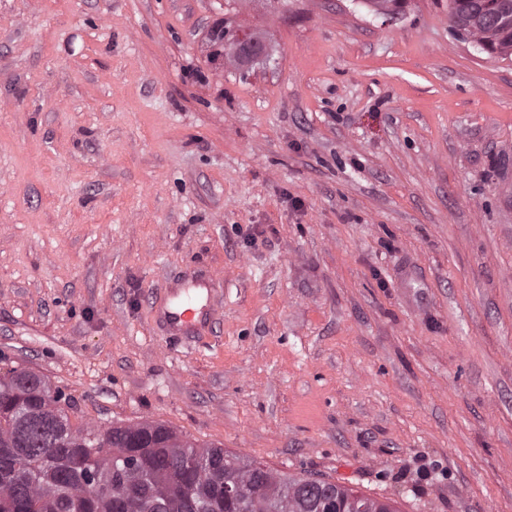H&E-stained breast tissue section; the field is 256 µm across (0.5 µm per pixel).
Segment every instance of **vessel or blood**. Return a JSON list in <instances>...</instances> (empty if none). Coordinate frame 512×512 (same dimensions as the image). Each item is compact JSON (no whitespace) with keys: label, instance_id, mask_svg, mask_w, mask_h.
I'll return each instance as SVG.
<instances>
[{"label":"vessel or blood","instance_id":"b4317fda","mask_svg":"<svg viewBox=\"0 0 512 512\" xmlns=\"http://www.w3.org/2000/svg\"><path fill=\"white\" fill-rule=\"evenodd\" d=\"M217 307L210 282L192 279L181 287L169 290L159 314L170 333L187 334L207 320Z\"/></svg>","mask_w":512,"mask_h":512}]
</instances>
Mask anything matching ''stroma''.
I'll list each match as a JSON object with an SVG mask.
<instances>
[{
  "mask_svg": "<svg viewBox=\"0 0 512 512\" xmlns=\"http://www.w3.org/2000/svg\"><path fill=\"white\" fill-rule=\"evenodd\" d=\"M190 270L223 306L172 337ZM0 352L76 427L512 512V59L448 0H0ZM232 30L228 22H220L216 24L210 31L208 41L211 47H216L212 50L214 57L223 55L225 63L237 67L243 62V57L238 53H231L226 51L225 43L233 39ZM466 33L477 38V44L481 51L485 54H497L505 59L512 56V28L499 27L492 30L489 29H467ZM464 30L458 31V35L462 38L466 37Z\"/></svg>",
  "mask_w": 512,
  "mask_h": 512,
  "instance_id": "35a3bbf8",
  "label": "stroma"
}]
</instances>
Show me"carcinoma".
<instances>
[{
	"label": "carcinoma",
	"mask_w": 512,
	"mask_h": 512,
	"mask_svg": "<svg viewBox=\"0 0 512 512\" xmlns=\"http://www.w3.org/2000/svg\"><path fill=\"white\" fill-rule=\"evenodd\" d=\"M403 0H365L369 11L395 15ZM473 0H448L451 24L466 20ZM481 51L512 56V28L468 29ZM228 22L208 41L214 56L237 67L226 50ZM71 398L25 368L0 373V512H395L351 488L277 474L220 447L200 448L159 423L73 428ZM240 492L224 496V482Z\"/></svg>",
	"instance_id": "obj_1"
}]
</instances>
